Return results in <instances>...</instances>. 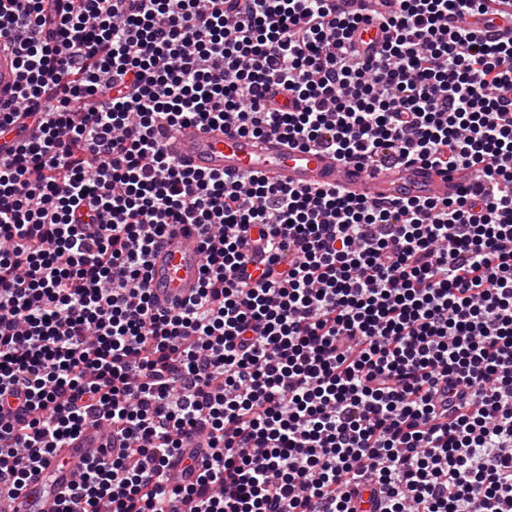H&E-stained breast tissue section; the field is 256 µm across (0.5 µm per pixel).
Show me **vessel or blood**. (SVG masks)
<instances>
[{
	"label": "vessel or blood",
	"instance_id": "1",
	"mask_svg": "<svg viewBox=\"0 0 512 512\" xmlns=\"http://www.w3.org/2000/svg\"><path fill=\"white\" fill-rule=\"evenodd\" d=\"M378 0H336L340 10L361 15L350 32L357 49H379L385 34L378 22L368 21ZM19 81L16 58L0 53V97L10 96ZM167 153L188 169L202 174L233 178L250 171L263 172L278 182L314 189L335 184L346 194L375 201L410 197L445 199L455 196L464 182L462 173H448L422 163L406 162L383 168H367L339 161L332 151L295 147L275 137H255L220 128L186 124L164 141ZM196 229L176 226L155 250L151 263L150 288L157 304L193 295L198 286L203 254L195 243ZM120 450L122 440L110 438L100 426L84 428L63 450L65 462L50 457L15 502V512H57L59 492L81 484L84 465L99 457L103 446Z\"/></svg>",
	"mask_w": 512,
	"mask_h": 512
}]
</instances>
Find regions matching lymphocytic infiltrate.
<instances>
[{
	"label": "lymphocytic infiltrate",
	"mask_w": 512,
	"mask_h": 512,
	"mask_svg": "<svg viewBox=\"0 0 512 512\" xmlns=\"http://www.w3.org/2000/svg\"><path fill=\"white\" fill-rule=\"evenodd\" d=\"M476 16L512 0H401L365 59L333 0H0V131L36 130L0 152V499L102 424L58 512H512V41ZM187 123L476 177L229 183L166 153ZM178 224L201 282L162 309ZM19 81L15 55L0 53V97H8ZM196 229L190 224L178 225L155 250L151 263L150 288L156 304L184 299L198 286L203 254L192 240Z\"/></svg>",
	"instance_id": "1"
}]
</instances>
